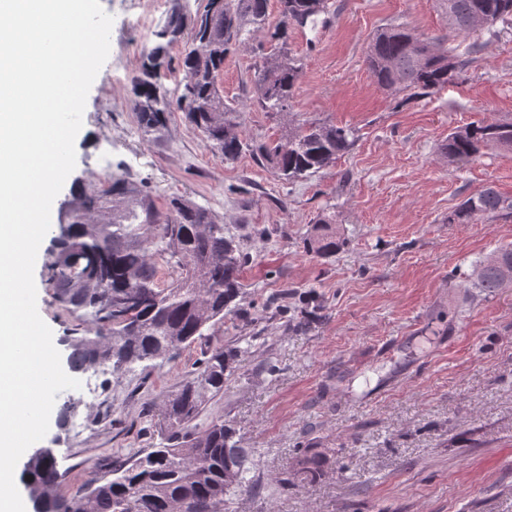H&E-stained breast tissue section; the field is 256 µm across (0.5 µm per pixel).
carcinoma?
Instances as JSON below:
<instances>
[{"mask_svg":"<svg viewBox=\"0 0 512 512\" xmlns=\"http://www.w3.org/2000/svg\"><path fill=\"white\" fill-rule=\"evenodd\" d=\"M204 0L190 19V41L180 57L184 79L177 97L188 123L207 147L235 161L247 148L237 134L239 109L224 102V58L247 43L256 29H268L277 48L254 72L255 100L269 113L288 111L300 79L296 58L285 53L292 29L315 32L326 23L327 0H278L275 23L267 0ZM448 33L494 32L512 23V0H442ZM479 15L483 25L470 27ZM180 19L153 32L136 79L135 110L143 129L163 124L170 111L164 81L170 50L185 29ZM478 46L454 53L440 42L419 39L403 24L378 30L366 63L382 89L429 96L448 85L471 62ZM356 142V130L333 123H308L290 129L284 141L261 143L252 153L272 165L283 179L309 177L336 163ZM512 150V122L478 120L448 134L438 147L448 164L461 167L488 150ZM512 211V199L487 185L466 197L448 223L468 224L479 215ZM70 232L54 239L44 269L46 284L66 310L89 321L87 334L68 339L67 365L74 373L94 367L113 371H149L174 361L181 349L206 336L224 317L239 311L243 298L241 268L247 260L240 242L216 223L209 210L173 199L166 208L136 185L115 180L97 192L80 189L69 202ZM319 234L307 248L330 255L339 248L336 228L318 220ZM171 268L163 287L156 263ZM512 286V246H502L493 260L474 269L473 287L486 293ZM238 356L224 345L210 347L199 369L167 395L159 425L161 441L145 455L116 462L104 477L93 476L73 493L56 492L59 474L52 463L32 456L22 483L38 512H224V502L258 490L249 449L239 447L237 429L218 417L202 429L193 422L206 395L224 392V375ZM304 473L315 480L323 460L304 452Z\"/></svg>","mask_w":512,"mask_h":512,"instance_id":"carcinoma-1","label":"carcinoma"}]
</instances>
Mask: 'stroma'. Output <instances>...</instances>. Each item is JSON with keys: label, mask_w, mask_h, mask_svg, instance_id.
Instances as JSON below:
<instances>
[{"label": "stroma", "mask_w": 512, "mask_h": 512, "mask_svg": "<svg viewBox=\"0 0 512 512\" xmlns=\"http://www.w3.org/2000/svg\"><path fill=\"white\" fill-rule=\"evenodd\" d=\"M100 2L113 18L110 53L52 224L73 185H92L105 163L158 207L174 197L206 207L249 259L241 312L175 361L149 372L92 368L80 389L57 396L77 405L56 448L59 493L159 443L164 395L221 344L239 356L196 424L233 421L261 485L224 512H512V288L487 295L471 285L475 263L512 244V213L448 221L484 186L512 197V151L455 168L438 150L470 122L512 121V26L455 37L480 43L473 63L430 97L410 99L375 84L368 46L392 22L424 38L447 34L437 0H330L317 32L289 35L302 73L288 110L274 116L255 102V66L270 50L256 31L224 59V100L241 111L244 142L280 139L290 123L357 130L333 166L285 181L249 150L225 163L183 112L150 132L139 124L134 79L152 33L193 15L199 0ZM324 216L341 241L328 257L306 248ZM35 284L54 342L87 330L43 279ZM305 448L326 459L311 482L298 472Z\"/></svg>", "instance_id": "1"}]
</instances>
